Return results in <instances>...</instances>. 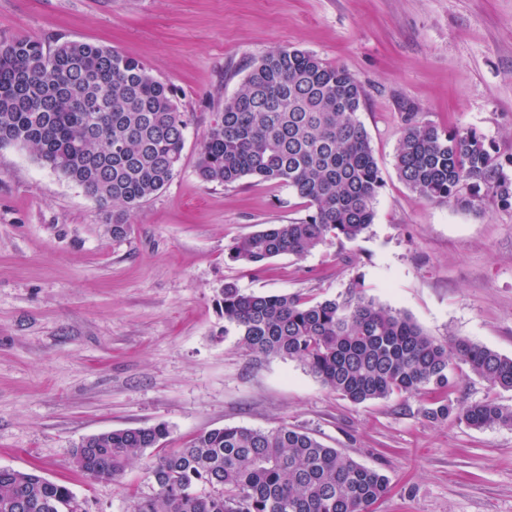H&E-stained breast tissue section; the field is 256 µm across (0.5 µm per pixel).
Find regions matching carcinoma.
<instances>
[{"label":"carcinoma","mask_w":512,"mask_h":512,"mask_svg":"<svg viewBox=\"0 0 512 512\" xmlns=\"http://www.w3.org/2000/svg\"><path fill=\"white\" fill-rule=\"evenodd\" d=\"M363 100L345 68L310 52L284 46L250 65L216 113L197 175L224 186L245 177L285 185L311 213L235 240L232 262L259 270L277 256L355 241L369 229L382 179L358 117ZM400 119L395 167L410 189L464 205L481 189L512 197V179L480 136L424 124L408 102ZM187 124L172 89L138 60L78 40L49 49L26 37L0 40V147L29 149L99 206L120 208L116 238L125 232L122 214L178 171ZM217 306L224 330L250 355L295 361L352 403L418 394L427 397L421 412L430 422L512 429V409L493 398L466 405L448 398L462 365L490 387L512 391V358L465 337L436 338L355 288L313 301L226 284ZM169 434L164 424L99 433L75 446L72 464L112 481L153 450V492L135 495L132 512H371L389 492L384 474L302 429L224 426L172 450L165 448ZM0 512L85 509L66 485L0 468Z\"/></svg>","instance_id":"carcinoma-1"}]
</instances>
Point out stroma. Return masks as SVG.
<instances>
[{
	"label": "stroma",
	"mask_w": 512,
	"mask_h": 512,
	"mask_svg": "<svg viewBox=\"0 0 512 512\" xmlns=\"http://www.w3.org/2000/svg\"><path fill=\"white\" fill-rule=\"evenodd\" d=\"M80 40L144 63L188 116L172 181L112 211L25 148H0V468L38 470L88 512H132L147 460L113 481L74 468L81 439L166 425L168 448L213 428L280 425L389 479L375 512H512V429L421 414L418 395L356 405L300 364L256 358L224 331L225 284L313 300L360 285L430 335L512 357V199L434 202L395 168L399 104L471 130L512 175V0H0V39ZM289 46L361 84L380 169L375 220L358 240L259 271L234 239L308 215L287 187L196 174L201 143L249 65Z\"/></svg>",
	"instance_id": "35a3bbf8"
}]
</instances>
